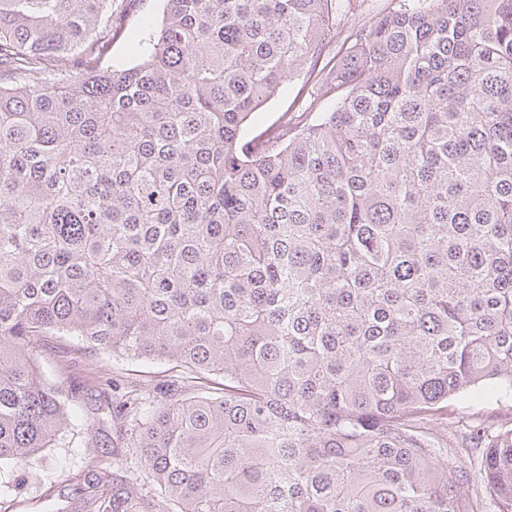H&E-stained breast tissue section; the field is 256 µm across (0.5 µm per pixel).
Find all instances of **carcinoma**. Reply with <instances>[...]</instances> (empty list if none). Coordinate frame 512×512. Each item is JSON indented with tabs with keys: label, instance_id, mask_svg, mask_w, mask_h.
I'll list each match as a JSON object with an SVG mask.
<instances>
[{
	"label": "carcinoma",
	"instance_id": "carcinoma-1",
	"mask_svg": "<svg viewBox=\"0 0 512 512\" xmlns=\"http://www.w3.org/2000/svg\"><path fill=\"white\" fill-rule=\"evenodd\" d=\"M125 2L0 0V463L79 427L35 360L76 336L178 374L112 410L154 491L74 512H512V420L446 414L512 391V0L332 56L350 0ZM292 101L293 97H277L270 100L262 109V117L264 124L267 126L269 124L276 122L278 118L282 115V113L286 112L289 107V114L295 112V116H300L302 114V98L297 99L294 104H292Z\"/></svg>",
	"mask_w": 512,
	"mask_h": 512
}]
</instances>
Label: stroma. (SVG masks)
I'll list each match as a JSON object with an SVG mask.
<instances>
[{
    "label": "stroma",
    "mask_w": 512,
    "mask_h": 512,
    "mask_svg": "<svg viewBox=\"0 0 512 512\" xmlns=\"http://www.w3.org/2000/svg\"><path fill=\"white\" fill-rule=\"evenodd\" d=\"M40 363L46 375L54 377L77 396L79 419L90 429L75 434L65 448H49L39 467L20 473L10 466L0 467V486L18 485V493L0 496V512H54L65 495L82 485L103 455L131 457L112 427V401L131 382L169 378V365L102 357L85 351L73 337L45 341ZM452 417L478 415L488 422L512 420V394L483 401L453 400L448 404Z\"/></svg>",
    "instance_id": "1"
}]
</instances>
